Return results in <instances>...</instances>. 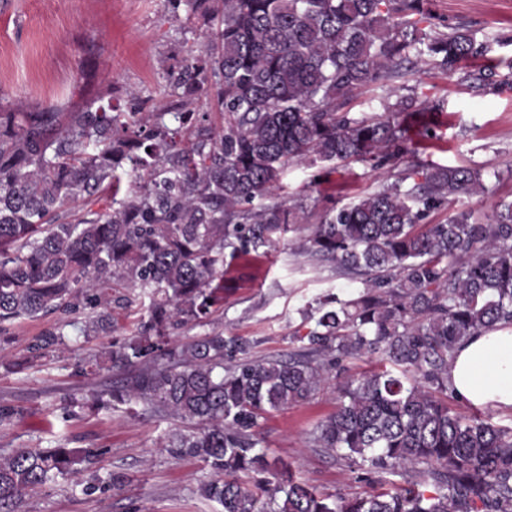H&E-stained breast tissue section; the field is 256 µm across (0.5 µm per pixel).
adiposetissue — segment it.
Here are the masks:
<instances>
[{
	"label": "adipose tissue",
	"instance_id": "obj_1",
	"mask_svg": "<svg viewBox=\"0 0 512 512\" xmlns=\"http://www.w3.org/2000/svg\"><path fill=\"white\" fill-rule=\"evenodd\" d=\"M449 376L459 400L511 410L512 326L496 327L464 341Z\"/></svg>",
	"mask_w": 512,
	"mask_h": 512
}]
</instances>
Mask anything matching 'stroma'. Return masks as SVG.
I'll return each mask as SVG.
<instances>
[{"instance_id":"stroma-1","label":"stroma","mask_w":512,"mask_h":512,"mask_svg":"<svg viewBox=\"0 0 512 512\" xmlns=\"http://www.w3.org/2000/svg\"><path fill=\"white\" fill-rule=\"evenodd\" d=\"M433 15L465 26L477 38L491 37L499 65L473 82L415 63L401 85L413 88L432 112L435 139L423 142L422 161L480 169L487 193L459 201L483 223L499 202L512 201V0H430ZM186 11L167 0H0V91L32 106L74 109L106 86L117 98L136 89L158 100L167 90L166 67L181 46L198 38ZM389 166L367 162L292 165L283 176L282 198L303 203L301 233H310L332 206L354 201L386 180ZM299 233L258 258L242 260L243 281L224 296V314L212 322L175 330L183 340L211 331L251 341L258 356L284 357L296 348L292 333L303 327V311L332 293L357 295L359 280L335 262L296 254ZM111 331L85 336L67 328L65 343L39 368H28L29 347L49 328L46 319H25L0 332V407L13 408L0 425V450L96 448L88 471L26 493L18 512H220L199 486L213 478L196 459H175L160 444L180 423L146 404L111 403L92 409L78 397L122 385L127 375L112 370L78 376L84 361L132 328L114 309ZM336 386L328 384L304 404L272 413L257 437L269 458L290 464L298 480L322 492L348 496L368 491L357 471L334 455L311 447L318 422L335 411Z\"/></svg>"}]
</instances>
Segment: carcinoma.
Instances as JSON below:
<instances>
[{
	"instance_id": "1",
	"label": "carcinoma",
	"mask_w": 512,
	"mask_h": 512,
	"mask_svg": "<svg viewBox=\"0 0 512 512\" xmlns=\"http://www.w3.org/2000/svg\"><path fill=\"white\" fill-rule=\"evenodd\" d=\"M200 23V43L172 56V99L141 111L112 86L78 112L31 107L0 93V331L20 319L81 314L86 336L112 329L127 288L150 299L148 319L93 354L84 377L132 371L92 394L105 406L145 402L183 428L160 443L174 458L209 465L198 492L222 512H512V427L448 410V367L459 345L512 326V203L486 224L462 210L430 213L486 191L478 170L423 164L417 136L428 113L393 85L411 57L446 73L489 56L492 44L434 19L428 0H168ZM376 88L382 115L344 110ZM205 95L210 110L190 108ZM374 161L390 180L325 214L297 253L331 259L361 280L303 312L287 358L212 331L172 332L224 308V264L276 247L300 229L304 207L277 200L292 164ZM99 201L101 209L93 208ZM63 319L32 347L62 341ZM380 365L336 384L338 405L310 443L362 472L372 490L319 493L259 448L256 428L306 402L342 361ZM94 448L0 453V512L71 475ZM267 473L248 485L240 474ZM401 477V482L383 475Z\"/></svg>"
}]
</instances>
